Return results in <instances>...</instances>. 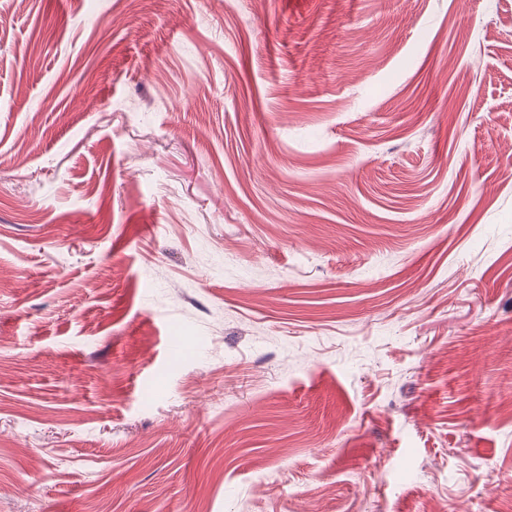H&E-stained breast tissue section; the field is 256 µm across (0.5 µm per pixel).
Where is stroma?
<instances>
[{"instance_id":"1","label":"stroma","mask_w":512,"mask_h":512,"mask_svg":"<svg viewBox=\"0 0 512 512\" xmlns=\"http://www.w3.org/2000/svg\"><path fill=\"white\" fill-rule=\"evenodd\" d=\"M0 19V512H512V0Z\"/></svg>"}]
</instances>
